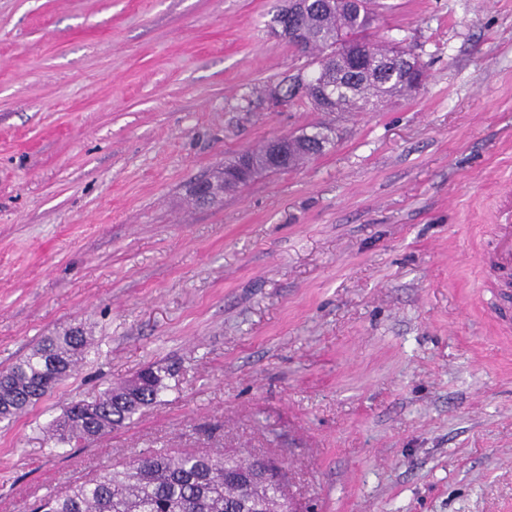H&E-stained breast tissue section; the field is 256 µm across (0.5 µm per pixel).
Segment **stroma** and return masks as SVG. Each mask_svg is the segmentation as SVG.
<instances>
[{
  "mask_svg": "<svg viewBox=\"0 0 512 512\" xmlns=\"http://www.w3.org/2000/svg\"><path fill=\"white\" fill-rule=\"evenodd\" d=\"M423 89L271 106L310 52L285 0H0V369L94 348L0 422V512L164 448L248 453L296 512H512V337L477 254L512 222V0H381ZM334 140L211 205L189 188L317 123ZM160 403L90 445L49 428L147 366Z\"/></svg>",
  "mask_w": 512,
  "mask_h": 512,
  "instance_id": "1",
  "label": "stroma"
}]
</instances>
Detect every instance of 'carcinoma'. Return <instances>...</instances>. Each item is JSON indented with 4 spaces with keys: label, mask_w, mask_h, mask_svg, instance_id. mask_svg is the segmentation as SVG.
Returning a JSON list of instances; mask_svg holds the SVG:
<instances>
[{
    "label": "carcinoma",
    "mask_w": 512,
    "mask_h": 512,
    "mask_svg": "<svg viewBox=\"0 0 512 512\" xmlns=\"http://www.w3.org/2000/svg\"><path fill=\"white\" fill-rule=\"evenodd\" d=\"M373 6L374 0H358L357 7L348 10L342 0L332 4L313 0L299 27L316 54L307 64L308 72L289 79L284 98L314 106L316 101L307 91V86L314 85L338 91V111L359 112L419 89L420 84L399 65L385 64L375 74L347 71L336 60L351 40L379 62L393 52L360 39L374 21ZM305 140L304 134L296 136L289 146L293 169L315 156ZM234 188L221 171L214 179L195 184L191 196L197 203H211ZM91 346L87 330L73 326L42 337L29 352L1 369L0 418L10 420L52 393L86 359ZM165 379L161 370L149 367L91 402L71 403L54 421L52 439L61 445L97 441L157 402L166 388ZM284 481L282 470L262 459L158 450L70 485L45 499L37 512H281L288 500Z\"/></svg>",
    "instance_id": "cac0c4a2"
}]
</instances>
